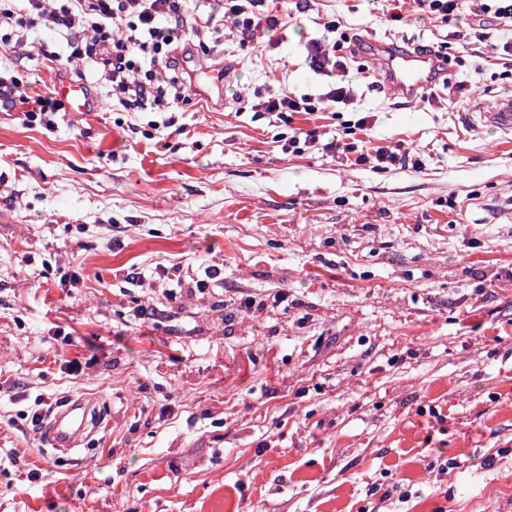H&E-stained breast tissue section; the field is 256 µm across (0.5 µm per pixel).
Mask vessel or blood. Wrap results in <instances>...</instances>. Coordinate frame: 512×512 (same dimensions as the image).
<instances>
[{
    "mask_svg": "<svg viewBox=\"0 0 512 512\" xmlns=\"http://www.w3.org/2000/svg\"><path fill=\"white\" fill-rule=\"evenodd\" d=\"M371 47L380 60L379 67L374 70L375 78L404 99L406 105L415 104L419 98L432 93L439 86L442 73L433 55L421 53L415 47H403L384 41L372 42ZM192 78L207 99L223 98V66L195 71ZM56 94L70 111L83 113L89 109L87 90L83 83L58 84ZM465 118L469 121L476 119L485 126L512 133V98L503 97L490 109L474 106ZM98 422V409L94 403L83 397H73L65 408L50 416L45 426L47 439L52 447L67 451L78 447Z\"/></svg>",
    "mask_w": 512,
    "mask_h": 512,
    "instance_id": "1",
    "label": "vessel or blood"
}]
</instances>
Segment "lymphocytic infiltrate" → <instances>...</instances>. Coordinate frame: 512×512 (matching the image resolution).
I'll list each match as a JSON object with an SVG mask.
<instances>
[{"mask_svg": "<svg viewBox=\"0 0 512 512\" xmlns=\"http://www.w3.org/2000/svg\"><path fill=\"white\" fill-rule=\"evenodd\" d=\"M283 0H218L210 20L240 35L241 45L253 43L258 34L284 27ZM188 0H0V47L13 49V38L22 32L44 28L65 35L69 52L66 63H86L91 72L112 88V95L124 108L175 111L189 105L191 97L178 79H162L166 70L180 67L181 43L200 40L201 32L188 27ZM323 38L307 47L310 69L336 78L337 87L323 97L278 93L260 98L254 109L277 116L326 111L329 104L346 101L344 82L349 75L344 46L350 43L339 20L325 21ZM31 86L16 76H0V98L26 104L28 121L55 112L56 99L31 96ZM367 118H359L351 141L324 143L326 153L340 162L355 165L373 163L385 170L400 161L387 146L367 149L360 132L366 131Z\"/></svg>", "mask_w": 512, "mask_h": 512, "instance_id": "lymphocytic-infiltrate-1", "label": "lymphocytic infiltrate"}]
</instances>
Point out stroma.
I'll return each instance as SVG.
<instances>
[{"label":"stroma","mask_w":512,"mask_h":512,"mask_svg":"<svg viewBox=\"0 0 512 512\" xmlns=\"http://www.w3.org/2000/svg\"><path fill=\"white\" fill-rule=\"evenodd\" d=\"M477 3L394 28L392 0H286L256 48L215 28L185 57L223 65L224 99L182 112L97 84L98 111L46 125L0 104V512H512V136L460 118L512 95V58L459 40ZM334 18L447 45V87L401 110L363 47L349 101L254 111L257 91L328 92L306 46ZM27 50L0 71L46 97L76 80L61 35ZM364 116L367 146L415 164L338 166L323 143ZM300 129L316 143L284 152ZM42 393L96 401L83 446L32 429Z\"/></svg>","instance_id":"35a3bbf8"}]
</instances>
